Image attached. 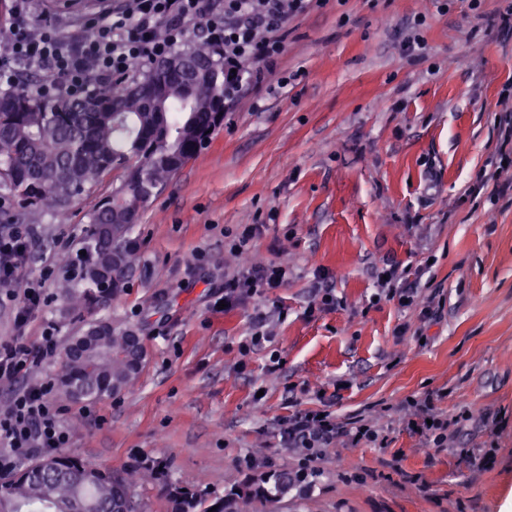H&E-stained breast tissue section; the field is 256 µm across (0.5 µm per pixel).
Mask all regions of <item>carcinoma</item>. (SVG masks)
Listing matches in <instances>:
<instances>
[{
  "instance_id": "obj_1",
  "label": "carcinoma",
  "mask_w": 512,
  "mask_h": 512,
  "mask_svg": "<svg viewBox=\"0 0 512 512\" xmlns=\"http://www.w3.org/2000/svg\"><path fill=\"white\" fill-rule=\"evenodd\" d=\"M224 73V47L195 42L103 81L90 94L61 89L36 97L21 80L0 89V187L21 209L17 218L61 213L109 173H120L119 185L90 212L80 250L66 256L78 268L76 279L58 288L80 334L93 337L88 347L76 336L63 346L55 384L69 398L73 390L83 399L110 398L112 382L127 390L139 377L143 363L132 328L92 314L130 288L142 248L133 232L152 199L224 127L220 113L231 89ZM146 485L161 486L167 512H254L293 491L303 494L311 482L292 469L274 468L213 497L171 483L160 461L112 470L53 453L0 474V512H145L130 491Z\"/></svg>"
}]
</instances>
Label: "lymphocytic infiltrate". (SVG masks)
Segmentation results:
<instances>
[{"label":"lymphocytic infiltrate","mask_w":512,"mask_h":512,"mask_svg":"<svg viewBox=\"0 0 512 512\" xmlns=\"http://www.w3.org/2000/svg\"><path fill=\"white\" fill-rule=\"evenodd\" d=\"M307 0H123L122 6L107 13L90 37L75 38L53 23H44L39 38H32L28 26L11 27L7 51L0 55V85L13 84L22 70H43L44 83L29 85L32 95L42 96L56 87L87 94L112 75L127 74L133 64H148L169 55L173 46L192 27L205 31V38L224 46V60L234 69V94L241 93L257 71L259 63H272L282 53L280 31L303 10ZM169 35H156L160 26ZM32 235L26 228L10 224L0 227V288L22 292L15 321L25 327L41 305L43 284L23 280ZM288 281L286 267L271 263L239 272L224 281V302L234 306L267 288H279ZM57 338L46 332L38 343L18 335L0 341V383L14 382L33 367L51 361ZM411 426L424 434L428 448H448V420L437 411L432 399L414 405ZM289 447L299 449L307 475H315V464L341 439L352 443L383 441L372 424L357 420L347 427L331 415L308 410L289 418L282 430ZM69 434L49 386L32 384L16 394L8 411H0V472L13 470L32 453L65 447Z\"/></svg>","instance_id":"lymphocytic-infiltrate-1"}]
</instances>
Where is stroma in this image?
<instances>
[{"instance_id": "1", "label": "stroma", "mask_w": 512, "mask_h": 512, "mask_svg": "<svg viewBox=\"0 0 512 512\" xmlns=\"http://www.w3.org/2000/svg\"><path fill=\"white\" fill-rule=\"evenodd\" d=\"M120 3L39 0L28 23L81 34ZM506 6L313 0L288 20L274 71L136 226L133 285L99 315L136 330L145 365L118 398H58L65 454L113 469L159 460L173 483L220 496L246 473L299 468L279 436L294 412L363 415L389 427L387 445L329 452L306 495L275 512H512V167L497 163L512 32L491 20ZM407 36L423 44L410 57ZM119 182L30 221L24 276L46 298L31 341L77 332L56 258ZM248 225L253 263L285 265L288 282L224 310L229 248ZM390 268L433 297L435 320L382 295ZM259 315L268 339L242 352ZM429 395L455 436L442 452L402 411ZM469 406L483 421L462 420Z\"/></svg>"}]
</instances>
